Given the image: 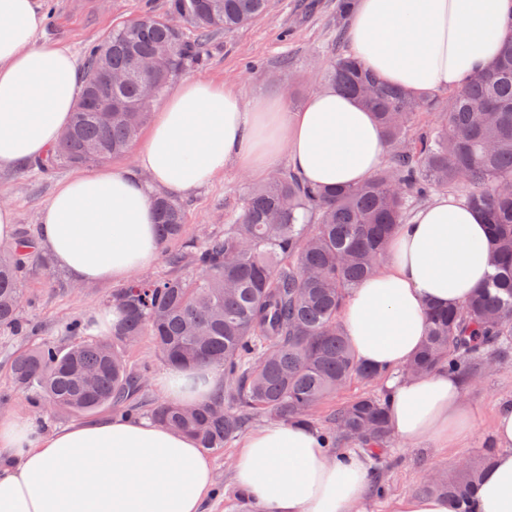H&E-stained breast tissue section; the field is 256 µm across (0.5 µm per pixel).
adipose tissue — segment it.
Segmentation results:
<instances>
[{
	"label": "adipose tissue",
	"mask_w": 512,
	"mask_h": 512,
	"mask_svg": "<svg viewBox=\"0 0 512 512\" xmlns=\"http://www.w3.org/2000/svg\"><path fill=\"white\" fill-rule=\"evenodd\" d=\"M44 20L39 0H0V169L46 156L79 99V62L68 47L39 41ZM511 34L512 0H356L348 25L355 56L415 95L461 86ZM387 151L372 113L333 88L294 110L189 79L163 102L135 170L106 168L57 187L36 246L80 283H121L159 255L154 190L189 193L227 167L261 174L283 159L308 183L359 184ZM388 252L340 321L356 358L390 374L394 436L448 445L471 427L461 383L444 371L400 370L426 335V304H460L491 275L488 228L463 198L440 195L400 226ZM219 384L205 367H169L155 379L178 403L205 402ZM493 433L500 451L469 512H512L511 406L497 410ZM369 465L361 451L331 453L307 426L272 422L244 437L233 479L262 512H363ZM212 485L197 442L150 421L105 417L47 433L0 413V512H201Z\"/></svg>",
	"instance_id": "ef3b65f1"
}]
</instances>
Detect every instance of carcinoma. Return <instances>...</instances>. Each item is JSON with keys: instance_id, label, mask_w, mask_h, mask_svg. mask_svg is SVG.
<instances>
[{"instance_id": "obj_1", "label": "carcinoma", "mask_w": 512, "mask_h": 512, "mask_svg": "<svg viewBox=\"0 0 512 512\" xmlns=\"http://www.w3.org/2000/svg\"><path fill=\"white\" fill-rule=\"evenodd\" d=\"M354 0H336L333 23L344 32ZM271 0H169L163 17L144 14L115 27L85 52L80 101L59 143L36 166L80 167L124 154L170 81L200 59L211 32L232 31L264 15ZM192 24L185 39L172 19ZM124 74L108 87L103 72ZM326 80L371 112L392 146L389 166L366 182L335 188L306 184L282 173L251 189L224 233L185 238L186 210L158 196L162 244L175 268L197 276L129 281L112 293L118 320L112 338L74 321L73 339L32 345L11 362L14 386L32 403L88 413L128 405L199 447L222 448L240 435L252 412L314 426L312 410L357 378L372 384L385 372L359 362L340 323L344 303L379 270L389 240L414 204L440 190H461L490 228V280L458 307L427 305V335L406 367L419 375L440 369L465 382L488 362L512 357V35L490 64L443 97L417 96L390 85L354 56L332 58ZM112 100V116L92 111ZM437 122L416 130L420 114ZM34 239L22 234L0 250V329L27 335L20 308L27 299ZM151 337L166 365L206 366L224 375L225 388L197 407L141 401L145 371H134L127 347ZM357 448L385 449L392 441L386 392H369L340 405L321 433ZM492 451L456 481L432 479L426 492L461 512L491 466Z\"/></svg>"}]
</instances>
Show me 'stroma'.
<instances>
[{
	"label": "stroma",
	"instance_id": "obj_1",
	"mask_svg": "<svg viewBox=\"0 0 512 512\" xmlns=\"http://www.w3.org/2000/svg\"><path fill=\"white\" fill-rule=\"evenodd\" d=\"M46 20L40 40L68 47L77 58L86 48L106 37L113 27L140 18L144 13L164 15L167 0H40ZM336 0H273L272 8L250 25L234 31L214 32L208 39L202 64L190 67L186 78L208 79L236 88L245 97L286 98L301 108L308 94L325 85L324 69L333 55L350 53L348 40H337L332 23ZM75 168L61 166L45 173L30 166L0 170V202L15 212L18 230L34 232L38 216L54 189L75 175ZM260 177L227 169L215 181L183 197L186 235L223 232L239 213L251 187ZM28 288L32 303L20 316L33 325L30 336L0 332V413L35 415L44 431L51 432L80 422L77 414H33L28 396L11 382L14 354L45 341L60 345L69 341L65 325L74 319L90 320L107 308L113 287L109 284L81 287L63 270L46 272L31 263ZM472 414V428L452 447L434 443L405 445L393 442L388 450L370 459V484L385 488L383 495L369 494L365 512H394L399 500L422 493L428 477L456 480L463 462H480L495 447L492 425L496 410L512 403V359L484 370L464 387ZM238 444L209 451L214 491L204 512H259L234 483L231 463Z\"/></svg>",
	"mask_w": 512,
	"mask_h": 512
}]
</instances>
